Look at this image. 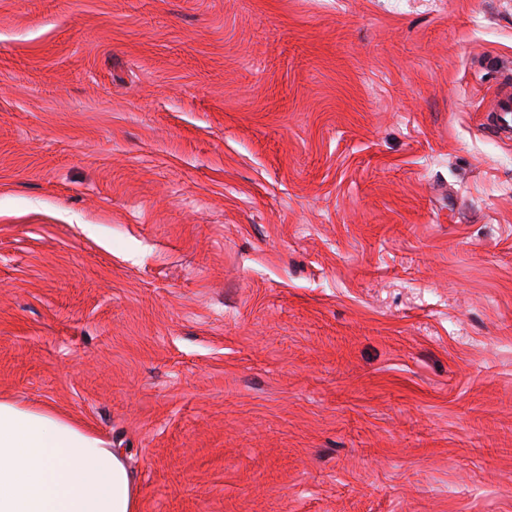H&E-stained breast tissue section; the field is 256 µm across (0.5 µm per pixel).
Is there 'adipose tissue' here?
<instances>
[{
	"mask_svg": "<svg viewBox=\"0 0 512 512\" xmlns=\"http://www.w3.org/2000/svg\"><path fill=\"white\" fill-rule=\"evenodd\" d=\"M119 452L50 410L0 400V512H137Z\"/></svg>",
	"mask_w": 512,
	"mask_h": 512,
	"instance_id": "1",
	"label": "adipose tissue"
}]
</instances>
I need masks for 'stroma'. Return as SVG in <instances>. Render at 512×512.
<instances>
[{"label":"stroma","instance_id":"stroma-1","mask_svg":"<svg viewBox=\"0 0 512 512\" xmlns=\"http://www.w3.org/2000/svg\"><path fill=\"white\" fill-rule=\"evenodd\" d=\"M512 0H0V398L138 512H512ZM500 84L504 87L495 98V105L489 112H502L512 115V70L501 73Z\"/></svg>","mask_w":512,"mask_h":512}]
</instances>
